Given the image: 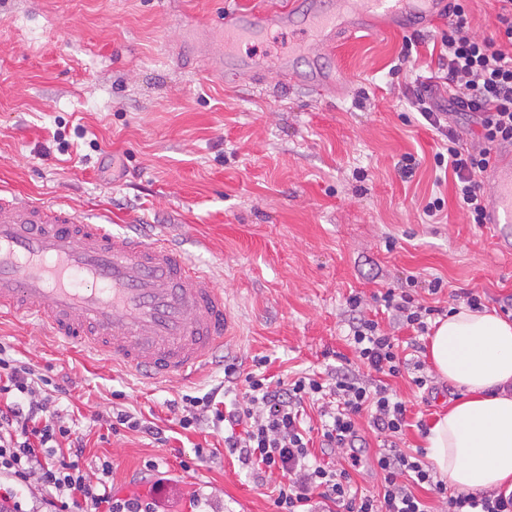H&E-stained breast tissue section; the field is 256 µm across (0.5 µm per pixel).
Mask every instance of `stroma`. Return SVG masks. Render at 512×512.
<instances>
[{
	"mask_svg": "<svg viewBox=\"0 0 512 512\" xmlns=\"http://www.w3.org/2000/svg\"><path fill=\"white\" fill-rule=\"evenodd\" d=\"M256 3L0 0V187L106 210L113 223L167 238L224 293L234 323L227 360L247 368L267 355L287 380L354 361L349 294L403 345L412 330L373 296L407 278L419 299L446 310L462 305L464 289L491 310L512 304V227L497 235L468 223L452 172L435 162L443 142L411 104L416 77L437 67L447 23L337 44L329 61L348 87L334 97L273 70L257 85L211 76L189 48L171 57L185 27ZM406 154L416 159L408 178L399 171ZM438 197L442 211L428 216ZM437 278L442 290L429 294ZM0 342L62 386L60 406L85 418L76 430L84 463L111 460L115 492L149 493L132 478L163 461L173 512H190L197 494L214 512H270L275 478L257 484L225 453L222 431L179 429L165 406L219 386L222 364L189 382L147 379L22 316L0 319ZM387 382L407 405L401 448L424 447L417 421L431 423L458 390L434 379L424 392L404 373ZM115 408L177 433L186 456L199 444L209 458L186 470L150 436L105 437L88 425Z\"/></svg>",
	"mask_w": 512,
	"mask_h": 512,
	"instance_id": "1",
	"label": "stroma"
}]
</instances>
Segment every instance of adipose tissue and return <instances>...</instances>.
Masks as SVG:
<instances>
[{"instance_id": "adipose-tissue-1", "label": "adipose tissue", "mask_w": 512, "mask_h": 512, "mask_svg": "<svg viewBox=\"0 0 512 512\" xmlns=\"http://www.w3.org/2000/svg\"><path fill=\"white\" fill-rule=\"evenodd\" d=\"M427 357L460 393L425 437L438 473L460 490L512 491V320L455 308L437 320Z\"/></svg>"}]
</instances>
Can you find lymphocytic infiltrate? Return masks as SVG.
I'll use <instances>...</instances> for the list:
<instances>
[{
  "instance_id": "f902f5d3",
  "label": "lymphocytic infiltrate",
  "mask_w": 512,
  "mask_h": 512,
  "mask_svg": "<svg viewBox=\"0 0 512 512\" xmlns=\"http://www.w3.org/2000/svg\"><path fill=\"white\" fill-rule=\"evenodd\" d=\"M494 32L472 33L462 4L441 38L438 67L428 81L449 90L446 104L416 91L413 107L439 133L445 134V152L436 153L437 165L453 172L456 195L469 223L480 224L486 206L482 180L491 153L512 142V0H498ZM468 116L471 143H462L456 130L447 129L450 115ZM375 299L398 322L425 335L438 307L416 302L405 288H389ZM347 304L357 311L350 344L372 379L336 370L328 377L307 374L285 382L268 372L267 357H256L250 369L224 366L225 400L216 392L185 396L178 419L182 429L204 427L224 431V449L250 475L279 474L272 512H426L414 494L425 484L444 495L448 512H512V493L502 490L449 493L422 455L397 446L381 449L375 457L381 474L378 491H360L347 469L336 468L329 454L343 451L352 464L361 461L357 418L367 415L371 430L399 438L407 425L406 406L384 383V376L400 374L405 362L394 336L378 321L359 312L360 296ZM50 377L35 373L26 363L10 358L0 346V512H162L163 489L155 475L159 466L147 461L153 477L150 494L119 496L112 490L110 461L96 472L83 467L85 447L61 410L40 394ZM319 406L325 460L310 449V430L304 425V405Z\"/></svg>"
}]
</instances>
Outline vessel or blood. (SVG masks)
<instances>
[{"instance_id":"b4317fda","label":"vessel or blood","mask_w":512,"mask_h":512,"mask_svg":"<svg viewBox=\"0 0 512 512\" xmlns=\"http://www.w3.org/2000/svg\"><path fill=\"white\" fill-rule=\"evenodd\" d=\"M449 14V0H272L262 8L225 10L223 55H209V28H186L182 40L207 59L211 74L257 80L273 68L286 81L333 94L346 75L321 58L338 42L423 27ZM276 29L299 32L317 47L310 73L298 71L292 52L234 55L237 41ZM489 182L487 223L512 224V145L493 152ZM0 313L42 321L66 344L112 357L150 379L194 378L232 329L223 292L167 239L117 232L67 205L14 194H0Z\"/></svg>"}]
</instances>
